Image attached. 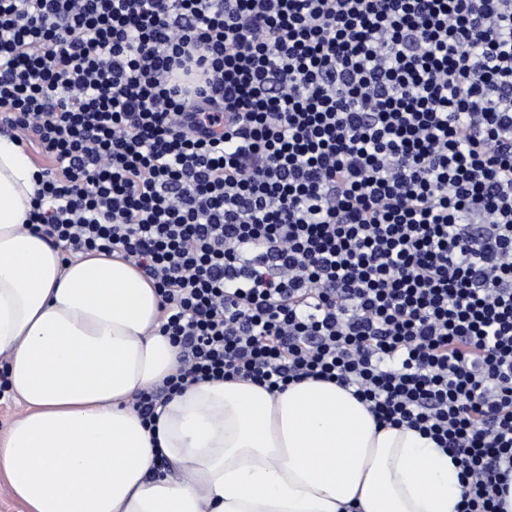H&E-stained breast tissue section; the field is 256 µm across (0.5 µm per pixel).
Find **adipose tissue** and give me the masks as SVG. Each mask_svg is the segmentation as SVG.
<instances>
[{"mask_svg":"<svg viewBox=\"0 0 512 512\" xmlns=\"http://www.w3.org/2000/svg\"><path fill=\"white\" fill-rule=\"evenodd\" d=\"M36 173L0 134V355L25 406L0 478L28 512H456L459 462L333 381L203 380L147 427L137 395L181 367L161 298L121 254L67 261L26 229Z\"/></svg>","mask_w":512,"mask_h":512,"instance_id":"1","label":"adipose tissue"}]
</instances>
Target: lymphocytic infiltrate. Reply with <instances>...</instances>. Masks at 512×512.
Instances as JSON below:
<instances>
[{"instance_id":"lymphocytic-infiltrate-1","label":"lymphocytic infiltrate","mask_w":512,"mask_h":512,"mask_svg":"<svg viewBox=\"0 0 512 512\" xmlns=\"http://www.w3.org/2000/svg\"><path fill=\"white\" fill-rule=\"evenodd\" d=\"M29 216L120 251L181 368L351 386L512 488V0H0Z\"/></svg>"}]
</instances>
